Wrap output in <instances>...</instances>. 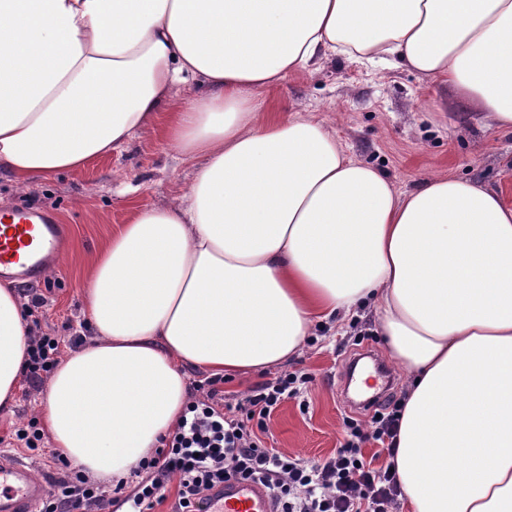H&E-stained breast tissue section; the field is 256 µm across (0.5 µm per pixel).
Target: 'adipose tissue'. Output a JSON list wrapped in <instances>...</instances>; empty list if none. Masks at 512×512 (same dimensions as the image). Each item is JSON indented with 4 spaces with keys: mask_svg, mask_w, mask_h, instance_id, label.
Instances as JSON below:
<instances>
[{
    "mask_svg": "<svg viewBox=\"0 0 512 512\" xmlns=\"http://www.w3.org/2000/svg\"><path fill=\"white\" fill-rule=\"evenodd\" d=\"M336 52L512 129V0H0V170L81 168L163 111L192 167L177 203L135 208L99 253L93 334L41 421L91 479L127 477L173 433L190 371L286 367L315 326L365 311L406 370L402 512H512V206L449 176L398 191L322 122L263 115L261 93ZM28 336L0 284V413Z\"/></svg>",
    "mask_w": 512,
    "mask_h": 512,
    "instance_id": "1",
    "label": "adipose tissue"
}]
</instances>
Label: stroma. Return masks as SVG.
<instances>
[{
    "label": "stroma",
    "instance_id": "obj_1",
    "mask_svg": "<svg viewBox=\"0 0 512 512\" xmlns=\"http://www.w3.org/2000/svg\"><path fill=\"white\" fill-rule=\"evenodd\" d=\"M266 109L283 118L322 121L358 160L383 171L399 190L413 189L424 177L452 175L500 190L512 202V131L487 126L452 92L408 68L330 55L290 75L280 90L268 94ZM167 119L160 113L122 149L24 189L0 172V208L45 211L65 227L58 264L43 278L21 285L33 301L28 324L35 334L91 336L82 289L98 254L133 207L176 203L190 183L191 166L168 144ZM367 349L379 359L387 357L370 321L340 329L316 326L302 356L288 366L307 382L272 414L261 436L264 446L312 461L332 455L344 417L368 416L350 403L345 381L349 360ZM42 410L40 389L22 383L13 412L0 413V450L45 478L56 470L49 456L7 445L14 430L39 421Z\"/></svg>",
    "mask_w": 512,
    "mask_h": 512
}]
</instances>
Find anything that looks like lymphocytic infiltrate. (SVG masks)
<instances>
[{"label":"lymphocytic infiltrate","instance_id":"lymphocytic-infiltrate-1","mask_svg":"<svg viewBox=\"0 0 512 512\" xmlns=\"http://www.w3.org/2000/svg\"><path fill=\"white\" fill-rule=\"evenodd\" d=\"M63 342L55 336L30 337L29 383L42 384L57 365ZM298 381L297 374L289 373L259 384L238 410L225 406L219 378L207 379L205 398L192 402L176 431L139 463L136 472L141 479L130 493L122 481L114 490H105L64 463L61 454H53L60 470L51 478L41 512H89L111 492L122 495L127 512H155L171 489L176 492L172 512H203L207 492L234 479L262 484L278 512H393L399 492L395 470L389 464L371 467L361 445L371 439H394L401 400L389 396L370 419L347 418L335 454L306 461L264 448L257 435L278 405L298 394Z\"/></svg>","mask_w":512,"mask_h":512}]
</instances>
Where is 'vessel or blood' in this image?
Here are the masks:
<instances>
[{
  "instance_id": "1",
  "label": "vessel or blood",
  "mask_w": 512,
  "mask_h": 512,
  "mask_svg": "<svg viewBox=\"0 0 512 512\" xmlns=\"http://www.w3.org/2000/svg\"><path fill=\"white\" fill-rule=\"evenodd\" d=\"M62 227L53 216L0 209V278L34 280L54 259ZM46 484L22 461L0 457V512H36ZM207 512H276L267 490L251 481H229L208 491Z\"/></svg>"
}]
</instances>
